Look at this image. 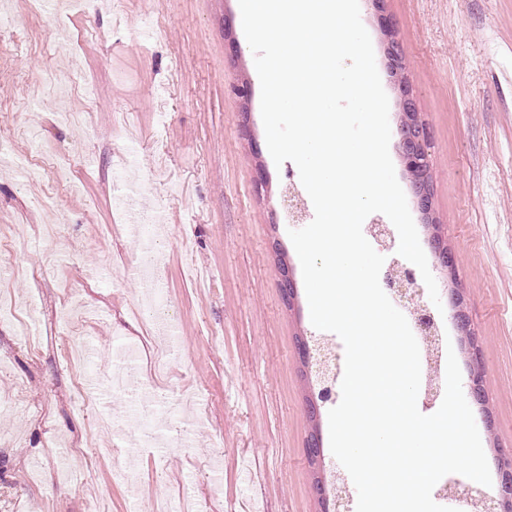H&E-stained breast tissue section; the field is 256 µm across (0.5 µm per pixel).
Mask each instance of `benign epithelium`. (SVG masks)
<instances>
[{
	"instance_id": "1",
	"label": "benign epithelium",
	"mask_w": 512,
	"mask_h": 512,
	"mask_svg": "<svg viewBox=\"0 0 512 512\" xmlns=\"http://www.w3.org/2000/svg\"><path fill=\"white\" fill-rule=\"evenodd\" d=\"M378 25L386 37L385 54L389 72L393 78L394 87L398 92L400 106L399 124V158L402 167L409 178V201L418 211L432 232L428 239L429 247L434 258V268L449 280L455 279L456 252L443 239L439 229L434 225L433 218V189L430 182L429 146L431 131L420 118L418 104L413 87L400 70L405 51L402 42L396 35L395 21L388 10V0H370ZM382 287L400 306L415 315L414 325L420 331H426L435 324L434 316L428 306L421 303V289L418 285L414 269L404 270L400 279L394 278L390 270L382 274ZM449 302L453 310V320L462 335H469L470 324L464 310L465 295L458 288L450 290ZM314 378L317 388L313 389V402L308 404L310 418H315L320 407L335 402L337 392L334 390L335 377L331 376L323 360H315ZM468 395L472 402L479 406L485 421H490L486 409L484 391V374L481 367L474 368L468 384ZM314 491L318 500L323 503V512H350L349 502L335 501L329 505L325 495V480L315 481ZM491 512H512V451L499 450L498 481L494 494L489 498Z\"/></svg>"
}]
</instances>
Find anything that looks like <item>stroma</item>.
Returning a JSON list of instances; mask_svg holds the SVG:
<instances>
[{
  "label": "stroma",
  "mask_w": 512,
  "mask_h": 512,
  "mask_svg": "<svg viewBox=\"0 0 512 512\" xmlns=\"http://www.w3.org/2000/svg\"><path fill=\"white\" fill-rule=\"evenodd\" d=\"M406 72L432 131L434 208L458 257L456 281L466 296L481 350L492 428L479 434L487 460L512 450V90L496 85L494 34L512 45V0H390ZM0 21V243L23 276H0V299H33L27 330L0 321V396L26 406L0 412V512H153L157 501L192 492L206 512H321L317 475L305 444L328 434L327 416L310 420L295 342H318L306 298L282 300L278 261L301 265L288 231L293 162L275 165L261 118V87L238 0H104L72 10L65 33L50 16L35 19L26 0H11ZM60 62L73 111L91 132L58 112L44 83L48 60ZM251 114V135L241 128ZM69 161L78 191L55 211L37 192L57 190L47 174L24 183L13 165L32 136ZM264 166L267 184L254 176ZM496 178L500 218L482 204L487 175ZM140 186L144 215L164 212L159 273L178 326L180 355L145 341L133 309L142 293L131 271L140 239L112 195ZM89 343L98 367L126 343L147 342L138 369L159 402L183 392L201 399L192 439L171 422L164 446L140 436L131 412L137 393L97 389L83 402L78 380L88 368L65 359L73 341ZM137 438L140 480L116 478L128 438ZM65 455L66 482L54 475Z\"/></svg>",
  "instance_id": "stroma-1"
}]
</instances>
